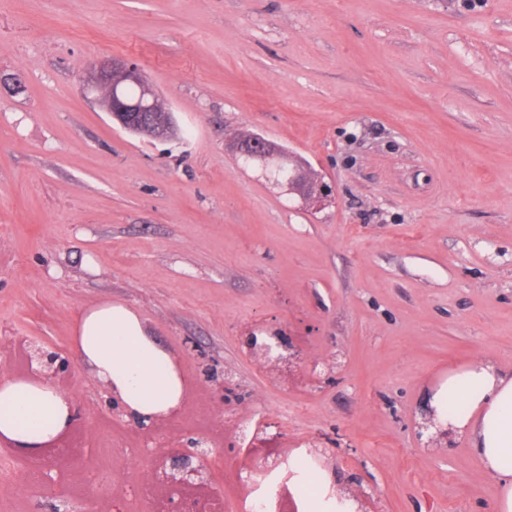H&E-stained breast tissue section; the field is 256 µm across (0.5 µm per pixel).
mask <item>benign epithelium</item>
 Segmentation results:
<instances>
[{
	"label": "benign epithelium",
	"mask_w": 512,
	"mask_h": 512,
	"mask_svg": "<svg viewBox=\"0 0 512 512\" xmlns=\"http://www.w3.org/2000/svg\"><path fill=\"white\" fill-rule=\"evenodd\" d=\"M131 83L139 88L142 102H130L113 94L117 83ZM79 88L84 94L106 91L101 101L106 104V111L115 116L124 112H152L157 105L160 95L147 82L142 71L132 63L121 59H112V62L96 66L80 78ZM236 150L243 155H255L268 158L274 154V149L265 139L255 136L250 141H232ZM288 190L297 193L303 202L310 207H319L330 196L329 186L324 184L322 178L310 167L295 166L292 174L286 179ZM283 347L282 338L273 334L258 338L249 337V349L255 356L265 360H279L282 354L279 349ZM29 371L37 379L44 381L55 378L64 366V358L52 350L43 348L40 344L32 343V350L28 360ZM202 441L190 439L187 448L182 450L177 463L166 474L163 480L172 485L188 486L203 481L204 471L193 465V459L205 454L201 450Z\"/></svg>",
	"instance_id": "7a95c632"
}]
</instances>
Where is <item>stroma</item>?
<instances>
[{
	"mask_svg": "<svg viewBox=\"0 0 512 512\" xmlns=\"http://www.w3.org/2000/svg\"><path fill=\"white\" fill-rule=\"evenodd\" d=\"M134 63L179 137L113 124L79 78ZM0 379L31 343L69 361L81 415L49 447L0 442V512H153L139 488L222 426L203 482L313 457L361 512H494L466 437L426 394L512 371V0H0ZM259 134L332 188L318 209L228 151ZM121 304L187 381L134 426L75 351ZM277 332L291 359L247 345Z\"/></svg>",
	"mask_w": 512,
	"mask_h": 512,
	"instance_id": "35a3bbf8",
	"label": "stroma"
}]
</instances>
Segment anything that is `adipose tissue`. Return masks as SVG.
<instances>
[{
    "label": "adipose tissue",
    "mask_w": 512,
    "mask_h": 512,
    "mask_svg": "<svg viewBox=\"0 0 512 512\" xmlns=\"http://www.w3.org/2000/svg\"><path fill=\"white\" fill-rule=\"evenodd\" d=\"M76 348L97 380L149 421L181 404L185 382L173 360L145 333L139 316L109 302L84 310ZM429 415L449 437L468 436L471 449L495 480V512H512V373L476 360L449 370L427 395ZM72 401L57 387L24 379L0 381V436L33 446L68 428Z\"/></svg>",
    "instance_id": "ef3b65f1"
}]
</instances>
